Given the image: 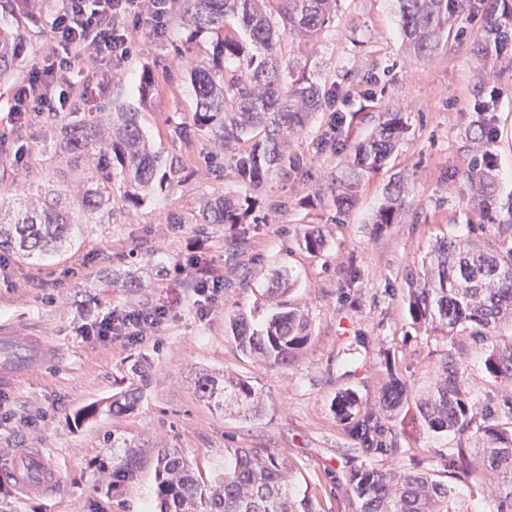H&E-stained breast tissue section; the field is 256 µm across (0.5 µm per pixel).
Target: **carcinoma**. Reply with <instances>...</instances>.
<instances>
[{
	"instance_id": "cac0c4a2",
	"label": "carcinoma",
	"mask_w": 512,
	"mask_h": 512,
	"mask_svg": "<svg viewBox=\"0 0 512 512\" xmlns=\"http://www.w3.org/2000/svg\"><path fill=\"white\" fill-rule=\"evenodd\" d=\"M337 0H181L189 29L183 52L192 50L201 32L213 35L212 58L190 68L197 98L194 122L215 146L236 158L242 181L258 187L275 171L285 172L288 137L312 112L325 105L319 84L307 74L302 58L309 44L336 14ZM407 55L429 58L449 39L464 38L461 21L472 18L479 33L471 50L477 66L471 83L476 120L466 130L475 144L461 176L470 182L471 206L481 239L452 234L436 241L422 269L405 278V298L412 322L448 339V353L437 367L434 387L415 401L417 417L429 431L455 440L448 449L447 478L422 470L359 467L351 471L347 497L353 512H471L453 482L479 473L497 476L492 495L496 512H512V192L503 195L495 175L497 139L494 118L498 84L512 73V0H396ZM236 18L239 28H226ZM25 29H0V80L11 76L25 52ZM298 41V56L284 62L280 37ZM238 61L224 74V60ZM67 118L61 126L63 157L82 161L87 177L68 209L59 207L61 189L47 185L37 199L18 208L0 200V251L19 263L62 253L75 246L74 226L108 224L112 217L114 166L125 176L128 202L137 207L152 195L171 191L181 181L182 162L152 146L140 125V113L120 105L98 106L93 112H55ZM404 132L398 112H379L369 136L344 144L353 159L340 176H332L312 194L330 197L338 207L351 205L363 178L375 173L397 149ZM252 142L247 154L238 144ZM408 204V190L399 176L384 187V203L373 224L383 230L394 224ZM246 212L239 198L218 195L200 205L193 224L241 223ZM304 248L320 252L319 231L305 230ZM295 280L289 269L276 272L267 297L276 312L255 328L241 314L230 320L240 351L271 367L286 368L309 344L306 314L288 301ZM467 334L488 348L487 372L499 384L497 394L476 400L467 381V365L455 348ZM137 380L112 394L106 412L121 417L135 410L149 377L146 363L131 366ZM200 401L215 410L226 407L243 419L263 409L262 394L246 379L200 371L195 379ZM404 387L391 380L380 397L383 411L404 403ZM357 399L342 395L337 413L346 431L367 458L398 451L381 440L384 425L369 412L354 417ZM157 512H317L307 492L299 489L288 462L266 448L224 449V473L201 479L193 460L180 448H164L155 470Z\"/></svg>"
}]
</instances>
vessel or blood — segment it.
I'll return each mask as SVG.
<instances>
[{
	"label": "vessel or blood",
	"instance_id": "vessel-or-blood-1",
	"mask_svg": "<svg viewBox=\"0 0 512 512\" xmlns=\"http://www.w3.org/2000/svg\"><path fill=\"white\" fill-rule=\"evenodd\" d=\"M65 358L64 346L40 330L10 320L0 322V393L19 390ZM61 478L57 460L45 449L0 452V484L21 498H53Z\"/></svg>",
	"mask_w": 512,
	"mask_h": 512
}]
</instances>
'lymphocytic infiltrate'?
Segmentation results:
<instances>
[{
  "label": "lymphocytic infiltrate",
  "mask_w": 512,
  "mask_h": 512,
  "mask_svg": "<svg viewBox=\"0 0 512 512\" xmlns=\"http://www.w3.org/2000/svg\"><path fill=\"white\" fill-rule=\"evenodd\" d=\"M170 10L171 0H68L66 9L52 18L51 49L31 66L13 96L10 125H27L38 112L67 111L73 97L95 96L97 87L90 79L74 76L73 48H88L93 68L120 64L139 28L148 29L156 39L167 38ZM167 316L163 309H115L84 333L100 343L134 344L158 329Z\"/></svg>",
  "instance_id": "obj_1"
}]
</instances>
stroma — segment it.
I'll use <instances>...</instances> for the list:
<instances>
[{"mask_svg":"<svg viewBox=\"0 0 512 512\" xmlns=\"http://www.w3.org/2000/svg\"><path fill=\"white\" fill-rule=\"evenodd\" d=\"M57 0H38L36 25L28 27L27 52L14 77L0 84V198L12 201L30 187L68 183L79 188L84 168L60 160V122L37 115L23 127L6 124L13 93L31 65L52 45L49 21ZM188 35L171 13L167 40L147 30L134 35L132 54L113 68L99 99L135 108L152 143L186 168L175 189L128 205L120 179L112 181V221L86 224L75 247L63 255L26 264L10 262L9 287L0 288V320L44 327L67 345L71 356L20 392L9 396L18 419L0 426V449L43 448L63 470L53 499H22L0 487V512H155V467L162 448H180L209 481L224 471L228 448H265L287 459L301 489L320 512H352L345 490L350 469L364 458L354 449L334 407L338 395L354 393L356 415L378 410L390 375L412 395L430 390L435 367L448 351L442 338L412 324L404 300L406 272L417 268L437 239L464 232L477 218L471 188L459 169L473 145L465 130L474 119L470 81L476 66L468 41H449L430 58L407 57L393 0H340L336 19L314 45L311 76L328 100L292 136L295 166L274 173L261 187L242 183L236 164L196 128L193 60H209L208 33L198 34L190 58H180ZM154 92L139 100L143 74ZM381 111L398 112L407 131L378 173L365 177L355 204L337 213L331 200L315 207L305 200L344 165L334 142L362 140L371 119L354 113L369 94ZM494 150L505 191H512V84L499 96ZM24 164L12 158L16 149ZM405 178L409 202L396 224L375 232L372 217L391 175ZM231 192L250 196L242 224H190L186 218L209 198ZM183 216L180 224L169 215ZM318 228L320 253L300 244L304 231ZM244 239L239 252L227 248L230 234ZM224 276V291L199 311L188 286L190 258ZM298 282L289 295L311 323L312 339L290 366L265 365L243 354L229 331V318L247 315L261 325L274 308L262 296L282 267ZM162 305L168 318L141 344H101L82 336V324L112 308ZM152 365L137 410L115 419L101 402L127 386L138 359ZM208 369L247 379L265 398L263 414L251 420L216 411L201 402L194 378ZM96 405L94 417L73 418ZM26 416L41 417L27 428ZM397 453L374 458L382 469L443 473L450 443L411 418L382 415Z\"/></svg>","mask_w":512,"mask_h":512,"instance_id":"obj_1","label":"stroma"}]
</instances>
